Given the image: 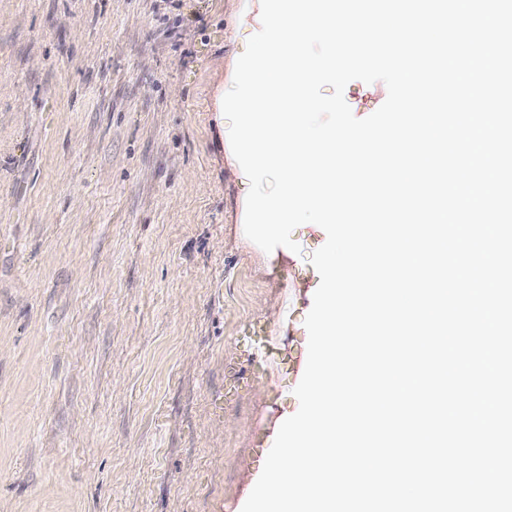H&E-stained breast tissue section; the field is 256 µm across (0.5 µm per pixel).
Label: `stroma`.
Segmentation results:
<instances>
[{"mask_svg": "<svg viewBox=\"0 0 512 512\" xmlns=\"http://www.w3.org/2000/svg\"><path fill=\"white\" fill-rule=\"evenodd\" d=\"M260 0H0V512H241L325 231L244 234Z\"/></svg>", "mask_w": 512, "mask_h": 512, "instance_id": "stroma-1", "label": "stroma"}]
</instances>
